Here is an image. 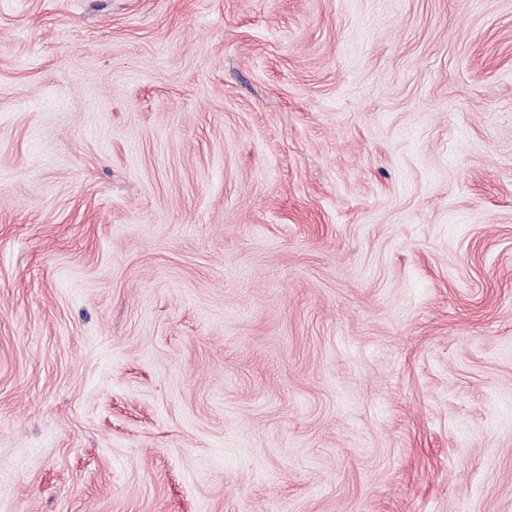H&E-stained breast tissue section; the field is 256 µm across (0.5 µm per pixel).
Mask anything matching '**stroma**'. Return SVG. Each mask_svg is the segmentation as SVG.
I'll use <instances>...</instances> for the list:
<instances>
[{
	"label": "stroma",
	"instance_id": "obj_1",
	"mask_svg": "<svg viewBox=\"0 0 512 512\" xmlns=\"http://www.w3.org/2000/svg\"><path fill=\"white\" fill-rule=\"evenodd\" d=\"M0 512H512V0H0Z\"/></svg>",
	"mask_w": 512,
	"mask_h": 512
}]
</instances>
